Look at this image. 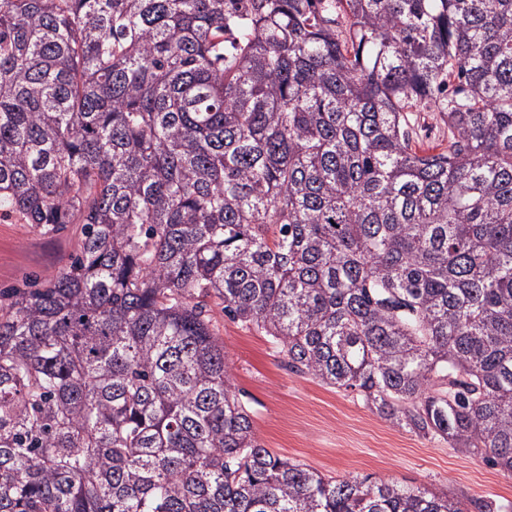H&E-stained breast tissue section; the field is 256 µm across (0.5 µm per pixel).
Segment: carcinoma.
I'll list each match as a JSON object with an SVG mask.
<instances>
[{
    "mask_svg": "<svg viewBox=\"0 0 512 512\" xmlns=\"http://www.w3.org/2000/svg\"><path fill=\"white\" fill-rule=\"evenodd\" d=\"M0 211L80 225L0 290V512H512L274 455L212 316L512 473V0H0ZM416 116L413 142L420 149L439 150L441 145L448 144V125H446L439 112H413Z\"/></svg>",
    "mask_w": 512,
    "mask_h": 512,
    "instance_id": "obj_1",
    "label": "carcinoma"
}]
</instances>
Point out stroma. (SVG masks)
Segmentation results:
<instances>
[{"label":"stroma","instance_id":"obj_1","mask_svg":"<svg viewBox=\"0 0 512 512\" xmlns=\"http://www.w3.org/2000/svg\"><path fill=\"white\" fill-rule=\"evenodd\" d=\"M79 227L43 233L0 214V289L47 282L70 263ZM229 369L256 434L274 454L328 476L371 475L466 501L512 502V474L392 426L356 393L292 373L267 337L214 307Z\"/></svg>","mask_w":512,"mask_h":512}]
</instances>
